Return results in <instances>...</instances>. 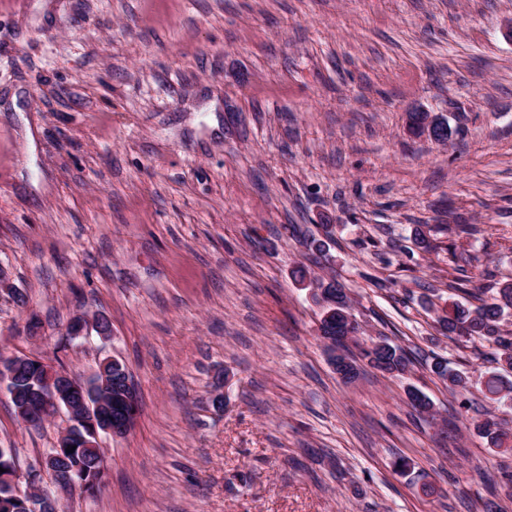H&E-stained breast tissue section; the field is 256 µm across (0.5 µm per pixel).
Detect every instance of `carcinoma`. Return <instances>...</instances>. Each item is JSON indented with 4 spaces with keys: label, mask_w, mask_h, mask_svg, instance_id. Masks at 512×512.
Wrapping results in <instances>:
<instances>
[{
    "label": "carcinoma",
    "mask_w": 512,
    "mask_h": 512,
    "mask_svg": "<svg viewBox=\"0 0 512 512\" xmlns=\"http://www.w3.org/2000/svg\"><path fill=\"white\" fill-rule=\"evenodd\" d=\"M295 280L302 284L309 280L323 290V299L336 301V312L323 320L325 332L336 338L332 363L337 373L346 383L355 381L359 368L354 356L347 353L342 334L346 326V314L350 309V299L345 288L338 281L324 280L312 275L306 268L294 271ZM478 304L466 306L453 300L437 310L436 322L444 335L480 339L493 342L499 349L496 361L512 369V336L500 334L499 323L505 314L512 311V279L497 281L492 287L483 290L477 298ZM359 355L367 360L373 369L391 377L403 376L410 372L412 359L401 347L391 344L387 338L380 337L359 346ZM0 367L13 374L12 391L9 401L17 417L25 420L39 412L43 407V396L60 389V374L64 367L55 368L34 361L27 356L0 358ZM430 371L448 388L460 394L469 392V378L464 373L448 367L444 360H434ZM128 369L118 358H105L98 365V371L88 382L91 400L97 404L94 410L99 426L112 424L130 410L127 402L126 386ZM512 392V385L496 374H489L484 382V397L497 401L504 394ZM409 405L418 414L433 411L431 400L415 388H408ZM477 433L487 439L493 451L512 456V432L501 428L496 417L488 412L475 424ZM75 447L74 452L67 451ZM104 452L93 430L81 424L71 425L63 438L62 449L58 455L46 463L54 483L63 490L83 487V484L103 478ZM38 496L29 489H18L8 482H0V512H34Z\"/></svg>",
    "instance_id": "1"
}]
</instances>
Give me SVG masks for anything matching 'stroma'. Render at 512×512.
Returning a JSON list of instances; mask_svg holds the SVG:
<instances>
[{"label": "stroma", "mask_w": 512, "mask_h": 512, "mask_svg": "<svg viewBox=\"0 0 512 512\" xmlns=\"http://www.w3.org/2000/svg\"><path fill=\"white\" fill-rule=\"evenodd\" d=\"M299 265L411 372L343 383ZM487 267L512 275V0H0V270L25 297L0 292V354L83 382L115 357L139 395L133 430L99 439L104 484L62 512H512L474 430L512 427L480 392L499 349L435 321ZM78 314L111 338L69 342ZM68 425L0 393V448L48 491ZM430 371L448 388L460 394L469 392V378L464 373L448 367V362L435 359L430 365Z\"/></svg>", "instance_id": "stroma-1"}]
</instances>
